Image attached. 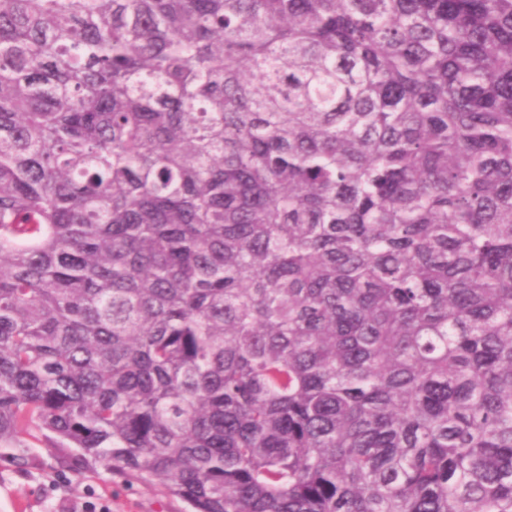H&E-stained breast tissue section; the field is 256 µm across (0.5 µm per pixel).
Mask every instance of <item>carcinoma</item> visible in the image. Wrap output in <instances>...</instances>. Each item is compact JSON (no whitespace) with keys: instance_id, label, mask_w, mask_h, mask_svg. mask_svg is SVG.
<instances>
[{"instance_id":"1","label":"carcinoma","mask_w":512,"mask_h":512,"mask_svg":"<svg viewBox=\"0 0 512 512\" xmlns=\"http://www.w3.org/2000/svg\"><path fill=\"white\" fill-rule=\"evenodd\" d=\"M189 512H512V0H0V447Z\"/></svg>"}]
</instances>
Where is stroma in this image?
I'll list each match as a JSON object with an SVG mask.
<instances>
[{
	"label": "stroma",
	"instance_id": "obj_1",
	"mask_svg": "<svg viewBox=\"0 0 512 512\" xmlns=\"http://www.w3.org/2000/svg\"><path fill=\"white\" fill-rule=\"evenodd\" d=\"M27 442L21 460H0V512H188L158 481H131L116 469L85 467L60 480L67 449L51 447L38 430Z\"/></svg>",
	"mask_w": 512,
	"mask_h": 512
}]
</instances>
